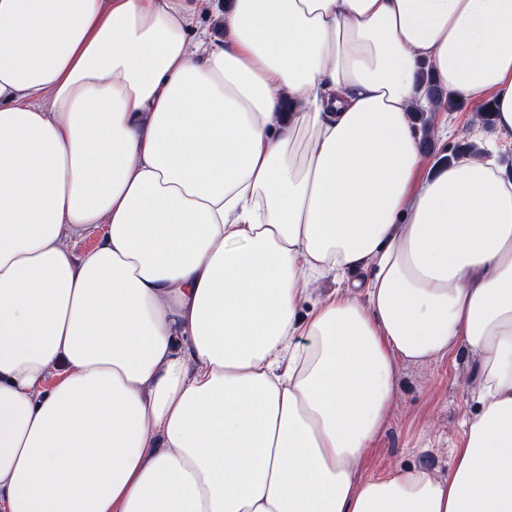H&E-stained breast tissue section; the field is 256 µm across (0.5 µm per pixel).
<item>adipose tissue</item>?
<instances>
[{"instance_id": "obj_1", "label": "adipose tissue", "mask_w": 512, "mask_h": 512, "mask_svg": "<svg viewBox=\"0 0 512 512\" xmlns=\"http://www.w3.org/2000/svg\"><path fill=\"white\" fill-rule=\"evenodd\" d=\"M424 62L512 134V0H0V512H512V177L417 178ZM461 351L447 476H361Z\"/></svg>"}]
</instances>
